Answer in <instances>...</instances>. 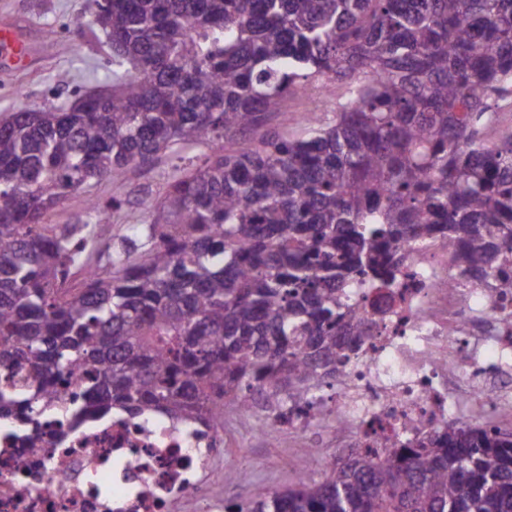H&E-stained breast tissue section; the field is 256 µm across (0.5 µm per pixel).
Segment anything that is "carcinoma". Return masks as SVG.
<instances>
[{
	"instance_id": "obj_1",
	"label": "carcinoma",
	"mask_w": 512,
	"mask_h": 512,
	"mask_svg": "<svg viewBox=\"0 0 512 512\" xmlns=\"http://www.w3.org/2000/svg\"><path fill=\"white\" fill-rule=\"evenodd\" d=\"M100 90L0 122V417L119 410L223 425L336 385L395 300L404 247L460 277L512 265V0H95ZM336 88L332 117L265 129L290 94ZM499 130L490 139V130ZM164 197L108 265L82 260L122 208L93 181L188 144ZM92 268L70 287L76 268ZM376 291L373 317L351 302ZM92 366L89 400L59 386ZM356 451L228 512H512V435L446 427Z\"/></svg>"
}]
</instances>
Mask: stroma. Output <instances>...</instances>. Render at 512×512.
<instances>
[{
    "label": "stroma",
    "instance_id": "stroma-1",
    "mask_svg": "<svg viewBox=\"0 0 512 512\" xmlns=\"http://www.w3.org/2000/svg\"><path fill=\"white\" fill-rule=\"evenodd\" d=\"M94 0H0V29L14 31L31 47L24 66L0 62V120L19 106L52 99L67 104L86 91L103 86L112 71V52L103 36L93 35L90 23ZM56 31L58 43L47 48L49 31ZM207 152L203 145H186L178 156L164 155L150 171L129 169L117 179L92 183L74 193L55 209L48 221L66 224L83 213L87 198L109 202L124 201L114 216L112 235L97 241L95 254L117 246L121 237L132 235L146 220L167 188V174L176 157L199 160ZM266 414L261 409L248 413L235 410L224 414V442L211 462V483L200 492L212 498V487L224 486L225 499L265 495L288 487L297 480V465L305 463L309 479L325 474L324 458L346 456L347 447L336 434L331 410H324L318 426L274 436L262 432Z\"/></svg>",
    "mask_w": 512,
    "mask_h": 512
}]
</instances>
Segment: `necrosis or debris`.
I'll return each mask as SVG.
<instances>
[{
    "label": "necrosis or debris",
    "instance_id": "necrosis-or-debris-1",
    "mask_svg": "<svg viewBox=\"0 0 512 512\" xmlns=\"http://www.w3.org/2000/svg\"><path fill=\"white\" fill-rule=\"evenodd\" d=\"M414 282L336 384L337 427L387 456L402 434L431 432L494 407L512 416V290L499 271L460 280L446 250L411 256ZM467 353L458 363L459 353ZM52 439L30 447L31 437ZM216 429L155 413L87 415L40 426L0 418V512H171L203 487Z\"/></svg>",
    "mask_w": 512,
    "mask_h": 512
}]
</instances>
